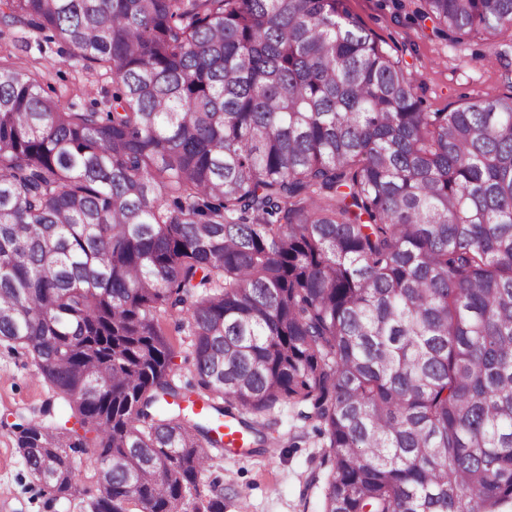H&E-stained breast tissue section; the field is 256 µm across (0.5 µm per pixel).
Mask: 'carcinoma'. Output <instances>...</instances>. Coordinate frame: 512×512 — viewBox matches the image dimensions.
<instances>
[{"label": "carcinoma", "mask_w": 512, "mask_h": 512, "mask_svg": "<svg viewBox=\"0 0 512 512\" xmlns=\"http://www.w3.org/2000/svg\"><path fill=\"white\" fill-rule=\"evenodd\" d=\"M416 14L512 39V0ZM0 20L113 85L73 112L0 61V342L75 420L17 425L48 493L224 512L201 490L218 427L266 443L288 403L326 439L322 512H512V92L425 111L342 0H0ZM159 319L163 327H165L170 334V338L177 351L174 366L176 380L182 384L193 381L194 373L192 363L190 359H187L190 339L181 328H178V320L175 317L162 314Z\"/></svg>", "instance_id": "carcinoma-1"}]
</instances>
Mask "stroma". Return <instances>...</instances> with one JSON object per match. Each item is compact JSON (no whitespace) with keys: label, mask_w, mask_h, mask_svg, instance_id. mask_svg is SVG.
Returning <instances> with one entry per match:
<instances>
[{"label":"stroma","mask_w":512,"mask_h":512,"mask_svg":"<svg viewBox=\"0 0 512 512\" xmlns=\"http://www.w3.org/2000/svg\"><path fill=\"white\" fill-rule=\"evenodd\" d=\"M364 29L401 61L419 87L430 112L512 91V67L490 64L479 39L451 42L436 36L431 23L415 20L419 0H342ZM0 56L22 69L38 70L42 87L64 107L83 112L102 108L112 95V78L70 61L64 45L44 43L42 34L13 28L0 39ZM53 392L22 351L0 342V512H87L84 496L53 502L30 476L18 453L13 425L19 415L38 416ZM276 444L260 452L228 453L214 460L206 482L225 487L224 512H321L324 439L288 404L268 416ZM317 482H310V475Z\"/></svg>","instance_id":"1"}]
</instances>
